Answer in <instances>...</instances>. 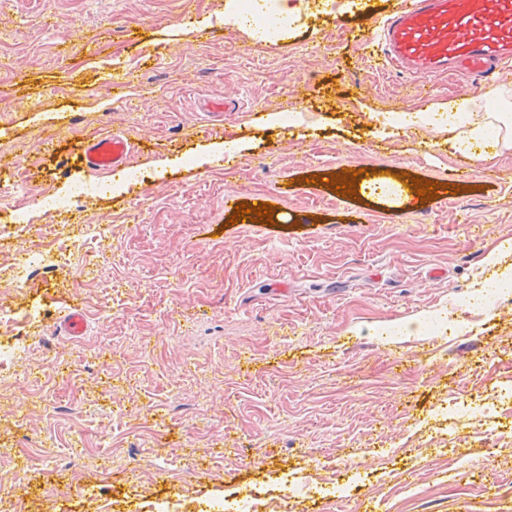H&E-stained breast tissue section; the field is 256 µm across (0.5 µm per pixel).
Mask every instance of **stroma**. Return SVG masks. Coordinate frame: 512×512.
Instances as JSON below:
<instances>
[{
    "label": "stroma",
    "instance_id": "stroma-1",
    "mask_svg": "<svg viewBox=\"0 0 512 512\" xmlns=\"http://www.w3.org/2000/svg\"><path fill=\"white\" fill-rule=\"evenodd\" d=\"M295 2L271 40L264 0L238 28L224 0H0V225L22 232L0 249V312L21 326L0 329L20 348L0 377L14 512H139L286 472L340 488L304 512H363L361 495L374 512H512V465L491 451L512 418L450 436L461 459L435 439L439 406L512 389V300L473 299L512 264V150L477 163L499 182L467 179L446 205L400 215L375 194L338 199L322 168L458 176L443 123L377 125L461 85L382 66L360 42L400 0ZM112 76L127 77L123 96H107ZM225 97L240 108L224 118L198 107ZM271 112L295 126L270 128ZM106 131L134 149L98 174L82 147ZM227 142L243 146L229 179L215 152ZM77 179L104 191L55 223L39 200ZM254 195L291 221L231 224L225 197ZM102 218L104 246L83 231ZM47 237L71 261L95 254L92 288L64 266L11 284ZM186 258L192 280L170 284ZM67 302L83 308V342L53 329ZM31 389L55 404L15 417Z\"/></svg>",
    "mask_w": 512,
    "mask_h": 512
}]
</instances>
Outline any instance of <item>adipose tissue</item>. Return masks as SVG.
<instances>
[{
	"label": "adipose tissue",
	"instance_id": "ef3b65f1",
	"mask_svg": "<svg viewBox=\"0 0 512 512\" xmlns=\"http://www.w3.org/2000/svg\"><path fill=\"white\" fill-rule=\"evenodd\" d=\"M436 112L448 117L449 151H466L473 159L483 160L488 150L512 148L511 86L500 87L494 110H485L475 98L461 96L437 101L431 108L413 113L412 122L417 126H428Z\"/></svg>",
	"mask_w": 512,
	"mask_h": 512
}]
</instances>
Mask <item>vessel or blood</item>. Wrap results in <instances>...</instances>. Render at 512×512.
Here are the masks:
<instances>
[{
	"label": "vessel or blood",
	"mask_w": 512,
	"mask_h": 512,
	"mask_svg": "<svg viewBox=\"0 0 512 512\" xmlns=\"http://www.w3.org/2000/svg\"><path fill=\"white\" fill-rule=\"evenodd\" d=\"M364 44L378 46L386 64L421 75H461L474 89L512 64V0H403L399 10ZM132 143L116 134H101L84 147V158L94 171L123 167ZM398 211L416 212L419 199L412 186L388 184ZM54 328L70 338L84 336L87 322L79 306L62 305Z\"/></svg>",
	"instance_id": "obj_1"
}]
</instances>
